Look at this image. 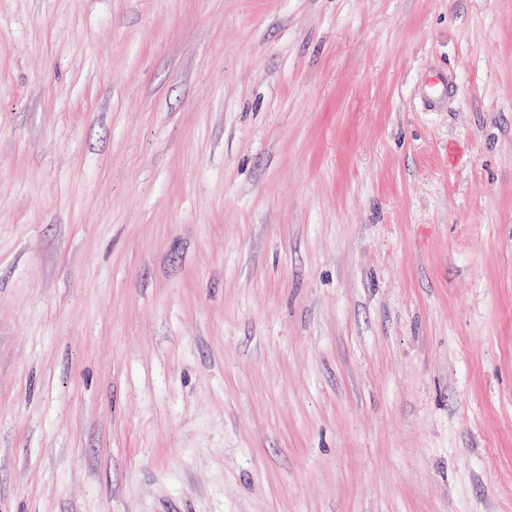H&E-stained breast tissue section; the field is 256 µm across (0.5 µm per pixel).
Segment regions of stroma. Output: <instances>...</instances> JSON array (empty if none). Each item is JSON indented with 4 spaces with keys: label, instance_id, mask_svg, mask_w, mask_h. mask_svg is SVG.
<instances>
[{
    "label": "stroma",
    "instance_id": "stroma-1",
    "mask_svg": "<svg viewBox=\"0 0 512 512\" xmlns=\"http://www.w3.org/2000/svg\"><path fill=\"white\" fill-rule=\"evenodd\" d=\"M0 512H512V0H0Z\"/></svg>",
    "mask_w": 512,
    "mask_h": 512
}]
</instances>
